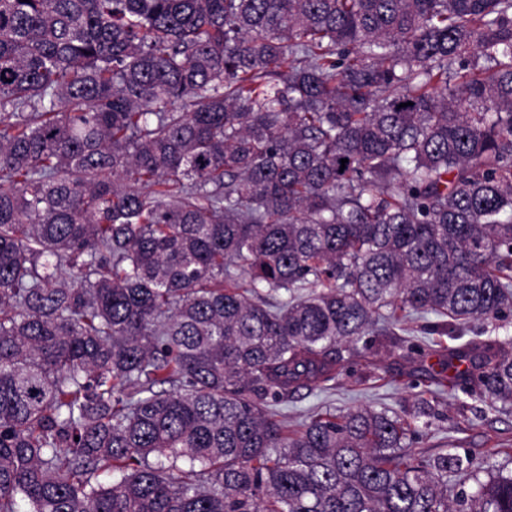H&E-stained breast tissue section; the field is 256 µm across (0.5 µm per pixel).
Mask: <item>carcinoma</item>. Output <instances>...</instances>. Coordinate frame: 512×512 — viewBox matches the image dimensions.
Masks as SVG:
<instances>
[{"mask_svg": "<svg viewBox=\"0 0 512 512\" xmlns=\"http://www.w3.org/2000/svg\"><path fill=\"white\" fill-rule=\"evenodd\" d=\"M419 314L452 377L283 424ZM511 331L512 0H0V512H512L412 450Z\"/></svg>", "mask_w": 512, "mask_h": 512, "instance_id": "carcinoma-1", "label": "carcinoma"}]
</instances>
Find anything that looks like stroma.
Masks as SVG:
<instances>
[{
    "label": "stroma",
    "mask_w": 512,
    "mask_h": 512,
    "mask_svg": "<svg viewBox=\"0 0 512 512\" xmlns=\"http://www.w3.org/2000/svg\"><path fill=\"white\" fill-rule=\"evenodd\" d=\"M428 314L405 324L404 338L417 341L423 355L406 360L390 340L368 337V348L340 369L325 387L303 389L281 404L282 418L295 427L313 412L330 407L378 405L401 411L410 405L416 391L408 385V373L424 376L438 366L445 348L453 339L422 334L423 326L435 322ZM438 418L417 435L413 448L428 457L446 451L486 459L489 465L512 470V413L486 411L484 404L462 394H444L437 406Z\"/></svg>",
    "instance_id": "obj_1"
}]
</instances>
